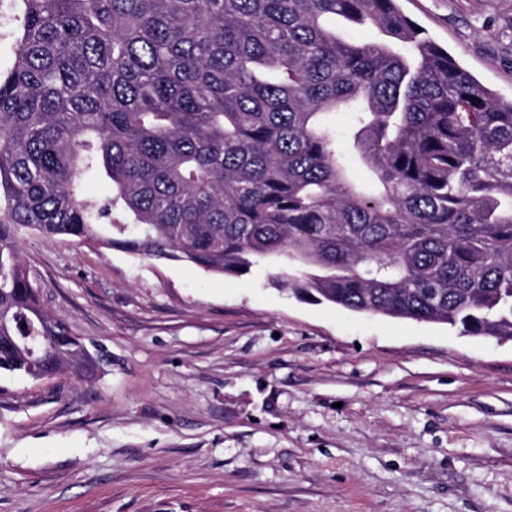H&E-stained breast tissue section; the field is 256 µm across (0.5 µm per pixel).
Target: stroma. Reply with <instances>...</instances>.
Returning <instances> with one entry per match:
<instances>
[{
	"instance_id": "stroma-1",
	"label": "stroma",
	"mask_w": 512,
	"mask_h": 512,
	"mask_svg": "<svg viewBox=\"0 0 512 512\" xmlns=\"http://www.w3.org/2000/svg\"><path fill=\"white\" fill-rule=\"evenodd\" d=\"M512 102V0H399ZM110 363L0 375V512H512V341L22 231Z\"/></svg>"
}]
</instances>
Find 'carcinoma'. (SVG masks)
Returning a JSON list of instances; mask_svg holds the SVG:
<instances>
[{"label": "carcinoma", "mask_w": 512, "mask_h": 512, "mask_svg": "<svg viewBox=\"0 0 512 512\" xmlns=\"http://www.w3.org/2000/svg\"><path fill=\"white\" fill-rule=\"evenodd\" d=\"M18 2L0 73V374L95 364L44 310L24 229L215 275L284 263L277 282L306 302L512 336V103L398 0ZM338 17L387 41H346ZM341 109L369 186L336 147ZM90 172L106 197L84 195Z\"/></svg>", "instance_id": "cac0c4a2"}]
</instances>
